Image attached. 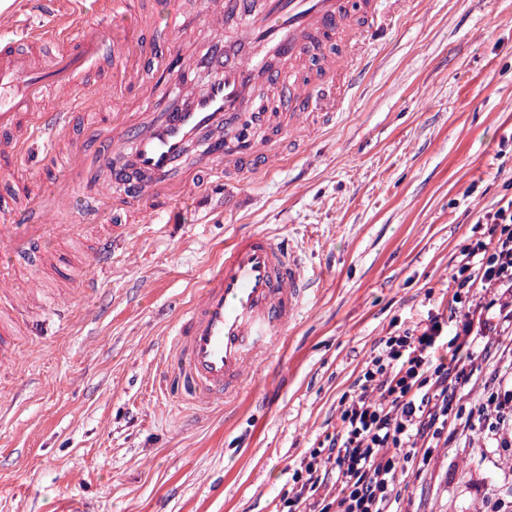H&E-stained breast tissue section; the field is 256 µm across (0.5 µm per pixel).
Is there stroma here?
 <instances>
[{"label":"stroma","instance_id":"obj_1","mask_svg":"<svg viewBox=\"0 0 512 512\" xmlns=\"http://www.w3.org/2000/svg\"><path fill=\"white\" fill-rule=\"evenodd\" d=\"M180 71L229 35L205 19L224 0H178ZM66 187L64 219L85 223L93 187L69 183L33 147L0 159V208ZM512 197V0H410L377 40L351 98L284 164L230 195L180 199L177 224H127L110 275L65 318L57 282L93 275L90 242L57 246L0 363V512H287L290 467L326 443L340 400L379 342L428 313L448 314L452 268L479 213ZM247 231L298 248L312 282L276 356L252 369L224 410L178 405L159 386L178 306ZM94 276V275H93ZM459 387L476 402L512 378V325L488 337ZM401 512H512V453L457 428L398 486Z\"/></svg>","mask_w":512,"mask_h":512}]
</instances>
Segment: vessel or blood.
<instances>
[{"label":"vessel or blood","instance_id":"vessel-or-blood-1","mask_svg":"<svg viewBox=\"0 0 512 512\" xmlns=\"http://www.w3.org/2000/svg\"><path fill=\"white\" fill-rule=\"evenodd\" d=\"M402 0H226L224 16L208 15L213 24L240 23L235 41L218 48L206 62L208 78L197 83L172 67L161 43H173L182 25L176 5L164 18L132 16L127 0H93L99 25H89L80 0H57L49 22L21 25L25 50L13 41L0 43V154L22 159L29 144L42 140L60 159L72 181L85 179L92 164L118 163L119 172L99 184L90 204L93 221L113 210L129 223L156 218L172 222L174 201L186 193L204 199L214 186L246 183L257 163L271 164L295 152L317 131L318 117L345 101L361 71V53L375 36L402 20ZM132 18L135 41L112 30L118 17ZM77 48H69L71 39ZM340 51L322 55L327 39ZM121 60V81L113 95L128 87L140 98L126 99L128 114L113 117L103 149L67 142L79 113L98 112L103 96L78 92L79 77L104 49ZM166 77L173 90L168 112L146 118L139 110L153 89L146 75ZM265 76L280 96V114L263 112L254 85ZM227 130L224 146L208 150L197 170L185 162L190 144L217 130ZM142 176L138 191H127L123 173ZM67 192L46 204L43 194L29 196L22 212L0 213V249L14 258L36 257L52 266L51 244L61 237L81 238L86 224H63ZM91 266L112 265V237L98 235ZM308 283L297 251L271 232L236 236L224 259L202 281L197 298L181 307L171 336L170 356L159 377L177 402L223 409L242 387L248 370L282 346L288 324Z\"/></svg>","mask_w":512,"mask_h":512}]
</instances>
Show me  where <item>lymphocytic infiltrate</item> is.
Here are the masks:
<instances>
[{
  "label": "lymphocytic infiltrate",
  "instance_id": "1",
  "mask_svg": "<svg viewBox=\"0 0 512 512\" xmlns=\"http://www.w3.org/2000/svg\"><path fill=\"white\" fill-rule=\"evenodd\" d=\"M478 222L482 233L462 246L451 274L460 328L448 333L442 315L431 314L381 340L341 399L335 436L294 468L288 512H395L400 473L427 461L452 420L512 447V383L485 391L471 409L457 398L470 379L464 355L495 321L512 319V199Z\"/></svg>",
  "mask_w": 512,
  "mask_h": 512
}]
</instances>
